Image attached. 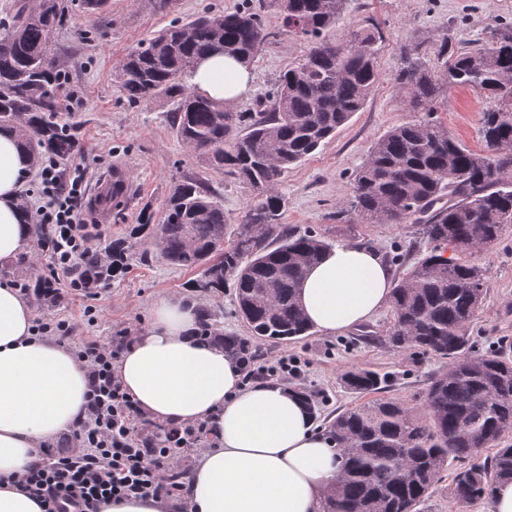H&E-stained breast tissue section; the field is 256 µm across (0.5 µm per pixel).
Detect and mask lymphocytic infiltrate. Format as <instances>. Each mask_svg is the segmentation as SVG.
Here are the masks:
<instances>
[{
    "instance_id": "lymphocytic-infiltrate-1",
    "label": "lymphocytic infiltrate",
    "mask_w": 512,
    "mask_h": 512,
    "mask_svg": "<svg viewBox=\"0 0 512 512\" xmlns=\"http://www.w3.org/2000/svg\"><path fill=\"white\" fill-rule=\"evenodd\" d=\"M43 196L34 212L51 234L50 277H70L83 258L98 251L100 238L82 211L84 172H73L54 158L41 165ZM119 350L91 337L80 343L78 357L88 371L86 414L74 429L80 453L44 450L20 480L26 493L46 512H100L109 500L148 497L184 499L186 488L176 469L182 449L209 435L206 422L163 429L160 439L142 436L147 422L124 390L113 368Z\"/></svg>"
}]
</instances>
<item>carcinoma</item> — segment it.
<instances>
[{
  "mask_svg": "<svg viewBox=\"0 0 512 512\" xmlns=\"http://www.w3.org/2000/svg\"><path fill=\"white\" fill-rule=\"evenodd\" d=\"M283 26L307 44L297 66L279 79L270 104L256 113L231 112L190 87L189 65L224 42V54L247 66L268 33L259 15L239 9L202 15L141 42L126 57L119 82L132 105L163 100L167 122L187 146L202 150L212 169L250 185L258 199L235 239L227 236L224 205L198 177L187 176L167 198L163 220L143 214L137 233L160 246L167 262L202 269L194 288L222 294L233 289L235 314L250 337L226 336L212 314L199 313V335L239 358L251 340L283 343L313 330L298 295L304 277L333 242L299 234L280 223L285 200L278 183L354 113L378 81V29L355 31L323 52L325 32L336 26L345 0H275ZM61 17L16 0L0 20V130L14 133L39 166L74 151V138L59 116L61 70L50 57V34ZM421 121L388 130L372 146L351 187V211L363 224L421 227L431 250L394 285V322L387 341L448 360L427 392L424 412L401 400H375L338 413L328 438L340 459L339 475L322 512H416L456 465L450 494L461 508L492 496L512 481V356L507 345L471 354L470 327L486 298L483 271L473 256L494 244L512 224V26L493 31L490 46L449 51L435 70L411 50L395 77ZM451 85L467 86L496 101L483 112L480 134L487 151L473 152L435 119L436 105ZM126 241L109 242L82 261L77 279L85 288L107 285L124 269ZM450 256H445V253ZM353 393H377L387 380L356 367L342 377ZM492 449L474 461L480 447Z\"/></svg>",
  "mask_w": 512,
  "mask_h": 512,
  "instance_id": "1",
  "label": "carcinoma"
}]
</instances>
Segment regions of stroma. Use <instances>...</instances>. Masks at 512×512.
Instances as JSON below:
<instances>
[{"instance_id":"1","label":"stroma","mask_w":512,"mask_h":512,"mask_svg":"<svg viewBox=\"0 0 512 512\" xmlns=\"http://www.w3.org/2000/svg\"><path fill=\"white\" fill-rule=\"evenodd\" d=\"M67 18L51 38L56 64L69 75L60 96L61 117L75 139L68 167L86 173L85 187L93 189L110 168L126 171L128 184L119 213L99 223L102 241L125 239L130 245L127 266L110 285L96 289L95 302L83 292L62 293L59 301L32 300L34 316L47 313L74 326L70 349L93 336L102 341L133 338L152 322V309L160 298H174L196 309L210 310L225 335L243 336L247 329L234 312L232 289L213 296L193 291L200 270L173 267L148 240L132 230L143 211L161 219L162 204L175 182L185 176L203 179L224 205L230 232L245 223L256 192L250 186L209 167L199 153L177 138L166 121L167 103L128 104L117 75L127 53L171 24H186L201 15H222L250 6L261 16L269 37L251 65L253 89L237 104L240 112H254L272 92L280 76L303 58L306 46L289 35L270 0H107L96 14L85 12L81 0H62ZM512 25V0H347L335 29L326 37L339 41L351 32L372 26L383 35L377 56L378 83L366 105L337 129L335 135L302 163L286 172L278 185L286 200L282 221L300 232L311 231L336 244L357 243L379 251L389 264L393 280H401L430 249L413 223L361 224L350 212V183L364 164L373 143L392 127L417 120L408 110L394 77L407 49L418 48L433 67L440 66L442 46H487L490 32ZM494 102L462 86L449 87L437 105L436 117L449 134L475 152L485 149L480 135L483 112ZM476 261L485 272L487 296L470 329L476 354H484L500 339L512 342V226L501 239L481 252ZM94 315H87V305ZM393 324L391 307L340 336L313 332L288 345L257 343L253 349L262 365L288 354L305 373L302 390L318 396L325 428L336 410L365 400L345 389L342 377L351 368L366 366L389 374L391 384L382 397L403 400L422 408L441 361L413 348H395L386 337Z\"/></svg>"}]
</instances>
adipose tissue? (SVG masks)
<instances>
[{
  "label": "adipose tissue",
  "instance_id": "adipose-tissue-1",
  "mask_svg": "<svg viewBox=\"0 0 512 512\" xmlns=\"http://www.w3.org/2000/svg\"><path fill=\"white\" fill-rule=\"evenodd\" d=\"M190 82L235 106L252 90L249 68L216 54L198 59ZM32 165L21 140L0 133V260L28 244L22 186ZM393 282L377 251L339 244L306 277L301 308L327 336L370 320ZM194 308L162 298L148 331L124 350L117 375L142 413L161 422H207L216 447L200 455L188 497L193 512H320L339 472L326 435L300 398L274 383L242 386L238 364L197 336ZM33 312L0 283V476H18L57 433L85 415L86 368L75 353L32 334Z\"/></svg>",
  "mask_w": 512,
  "mask_h": 512
}]
</instances>
